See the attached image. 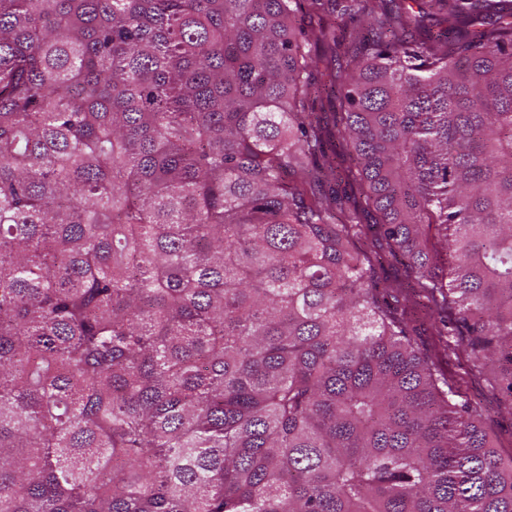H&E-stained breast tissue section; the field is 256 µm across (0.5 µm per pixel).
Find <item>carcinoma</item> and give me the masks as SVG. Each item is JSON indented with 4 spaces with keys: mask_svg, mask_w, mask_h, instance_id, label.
I'll return each mask as SVG.
<instances>
[{
    "mask_svg": "<svg viewBox=\"0 0 512 512\" xmlns=\"http://www.w3.org/2000/svg\"><path fill=\"white\" fill-rule=\"evenodd\" d=\"M383 254L512 411V0H0V512H512ZM409 331L422 352L429 351L433 348L437 336L432 335L433 329L429 321L419 320L412 322L409 324Z\"/></svg>",
    "mask_w": 512,
    "mask_h": 512,
    "instance_id": "1",
    "label": "carcinoma"
}]
</instances>
